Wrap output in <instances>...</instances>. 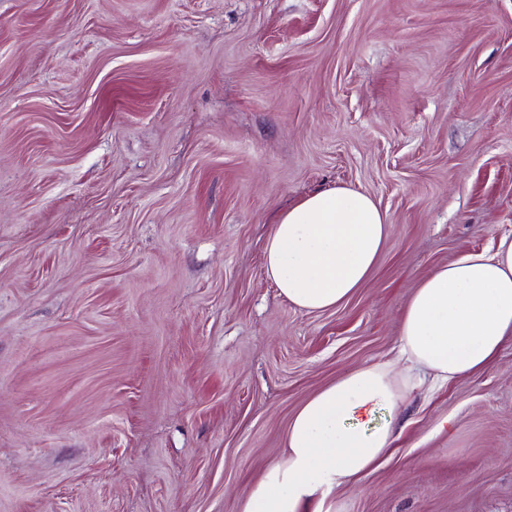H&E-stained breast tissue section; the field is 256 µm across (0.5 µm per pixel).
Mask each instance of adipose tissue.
<instances>
[{"mask_svg":"<svg viewBox=\"0 0 512 512\" xmlns=\"http://www.w3.org/2000/svg\"><path fill=\"white\" fill-rule=\"evenodd\" d=\"M389 236L385 214L359 190L314 191L283 212L265 247V269L280 295L321 312L367 281ZM512 341V237L422 278L402 319L407 373L367 364L306 399L293 416L287 452L238 499L235 512H333L328 496L355 486L394 442L393 413L413 373L447 381L484 370Z\"/></svg>","mask_w":512,"mask_h":512,"instance_id":"ef3b65f1","label":"adipose tissue"}]
</instances>
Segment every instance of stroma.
I'll list each match as a JSON object with an SVG mask.
<instances>
[{"instance_id": "1", "label": "stroma", "mask_w": 512, "mask_h": 512, "mask_svg": "<svg viewBox=\"0 0 512 512\" xmlns=\"http://www.w3.org/2000/svg\"><path fill=\"white\" fill-rule=\"evenodd\" d=\"M387 215L300 310L281 211ZM512 235V0H0V512H234L299 406L399 359L419 281ZM336 512H512V343L411 391ZM386 215L359 190H316L283 212L265 247V269L288 302L321 312L369 278L389 236Z\"/></svg>"}]
</instances>
